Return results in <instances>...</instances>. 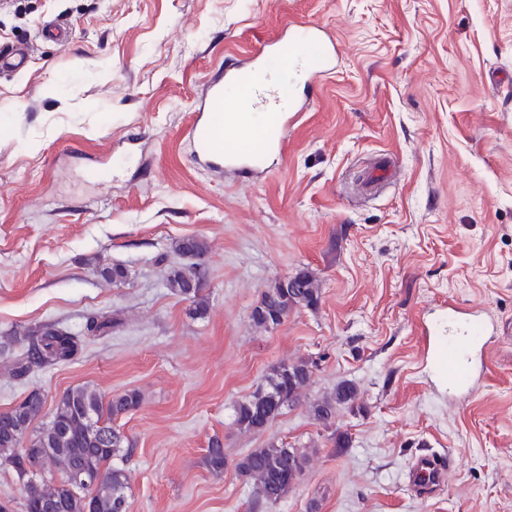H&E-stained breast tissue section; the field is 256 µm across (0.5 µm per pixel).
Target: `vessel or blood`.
<instances>
[{"instance_id": "b4317fda", "label": "vessel or blood", "mask_w": 512, "mask_h": 512, "mask_svg": "<svg viewBox=\"0 0 512 512\" xmlns=\"http://www.w3.org/2000/svg\"><path fill=\"white\" fill-rule=\"evenodd\" d=\"M290 47L279 52L270 43L247 65L212 74L190 128L196 162L206 168L255 170L265 152L280 144L286 115L303 109L292 85L296 59L308 60L310 79L327 75L336 63V46L320 25L289 23L284 30ZM463 308L448 305L447 331L426 332L425 346L441 383L458 395L471 392L475 379L469 351L485 347L489 331L475 320H463ZM452 457L425 454L412 464L409 481L418 488L446 485Z\"/></svg>"}]
</instances>
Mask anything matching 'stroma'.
<instances>
[{
  "mask_svg": "<svg viewBox=\"0 0 512 512\" xmlns=\"http://www.w3.org/2000/svg\"><path fill=\"white\" fill-rule=\"evenodd\" d=\"M291 20L331 34L334 72L297 83L307 106L263 171L200 168L189 129L209 75ZM21 43L26 69L0 74V411L34 389L50 405L76 386L137 391L112 459L131 512H512V0H0V48ZM388 157L393 181L352 192ZM188 236L209 246L201 317L166 286ZM113 264L124 281L98 275ZM303 267L319 307L256 327L264 289ZM451 298L498 327L463 399L422 358ZM97 313L115 325L73 362L12 376L28 328ZM299 359L315 364L301 403L241 430L235 405ZM343 381L358 399L325 428L308 404ZM273 440L310 463L269 508L236 465ZM430 452L456 467L427 495L409 470Z\"/></svg>",
  "mask_w": 512,
  "mask_h": 512,
  "instance_id": "35a3bbf8",
  "label": "stroma"
}]
</instances>
